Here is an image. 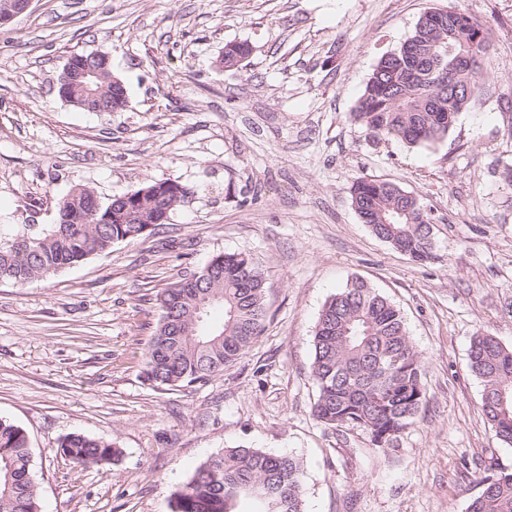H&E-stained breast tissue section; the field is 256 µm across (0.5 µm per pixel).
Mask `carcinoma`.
<instances>
[{
    "mask_svg": "<svg viewBox=\"0 0 512 512\" xmlns=\"http://www.w3.org/2000/svg\"><path fill=\"white\" fill-rule=\"evenodd\" d=\"M412 33L425 59L415 70L401 49L382 55L356 112L355 122L379 139L421 146L445 137L471 102L465 90L482 89L488 71L483 26L462 10ZM471 63L453 66L460 54ZM249 54L244 43L224 46L226 70L241 67ZM453 82L459 95L448 97ZM396 184L358 178L351 203L373 235L411 260L434 259L428 237L431 218L420 201L400 194ZM191 190L177 182L151 181L133 192L139 211L154 206L183 207ZM116 200L94 203L84 191H70L58 204V220L39 230L0 238V281L24 284L49 277L66 266L104 252L115 243L151 232L118 212L109 224L98 220ZM100 208L95 220L89 212ZM209 279L199 288L182 280L161 298L160 324L144 354V375L164 390L203 381L236 362L261 335L266 317L265 278L245 253H219L205 265ZM224 309L220 328L207 324L210 310ZM311 377L317 388L313 414L323 425L358 429L376 449L390 448L397 434L415 423L424 405V359L412 342L397 306L364 281L355 279L324 305L313 339ZM469 366L483 383L482 407L495 438L512 446V347L491 334L473 337ZM75 465L107 464L119 457L115 444L72 433L59 442ZM25 431L0 417V512H39L38 489L30 473ZM477 493L468 512H512V471L489 463L474 479ZM303 468L297 459L257 448H228L200 463L173 494L172 512H303Z\"/></svg>",
    "mask_w": 512,
    "mask_h": 512,
    "instance_id": "obj_1",
    "label": "carcinoma"
}]
</instances>
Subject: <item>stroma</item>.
I'll return each instance as SVG.
<instances>
[{"label": "stroma", "instance_id": "obj_1", "mask_svg": "<svg viewBox=\"0 0 512 512\" xmlns=\"http://www.w3.org/2000/svg\"><path fill=\"white\" fill-rule=\"evenodd\" d=\"M433 8L488 32L482 94L424 146L376 141L351 117L379 58ZM230 42L250 53L236 71ZM103 53L120 112L58 95L70 55ZM512 0H34L0 25V235L55 223L73 188L101 202L149 181L194 192L146 237L26 284L0 283V416L27 433L40 512H171L201 462L239 445L297 458L304 512H467L471 472L512 468L482 412L470 343L512 347ZM431 212L434 257L375 237L359 177ZM245 252L266 279L259 340L208 380L144 379L160 297L212 256ZM362 279L402 311L425 357L426 403L388 453L313 415V336L328 299ZM118 447L76 466L60 438Z\"/></svg>", "mask_w": 512, "mask_h": 512}]
</instances>
